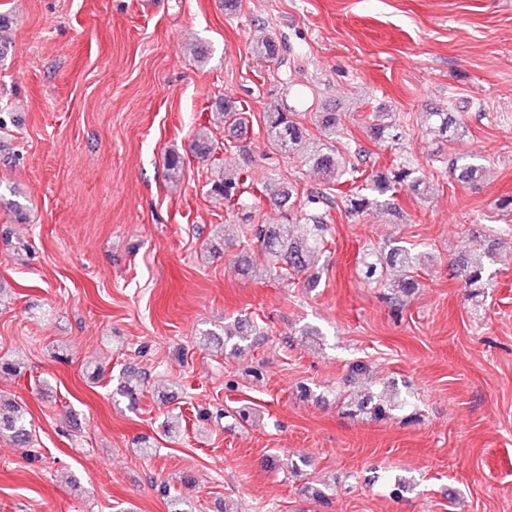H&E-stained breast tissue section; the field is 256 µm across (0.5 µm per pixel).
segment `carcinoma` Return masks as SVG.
Masks as SVG:
<instances>
[{
    "label": "carcinoma",
    "instance_id": "obj_1",
    "mask_svg": "<svg viewBox=\"0 0 512 512\" xmlns=\"http://www.w3.org/2000/svg\"><path fill=\"white\" fill-rule=\"evenodd\" d=\"M252 53L259 59H273L278 55L277 38L266 31H259L252 40ZM213 124L226 127H240L247 120V112L222 97L216 99L210 108ZM320 139L310 136L298 121V113L279 105L265 113L266 142L274 155L296 157L311 166L321 175L318 187L306 193L303 204L296 205V187L290 182H280L273 192L275 203L283 209L279 224H262L256 221L259 204L258 188L237 170H224V177L214 181L210 193L224 201V206L242 216L248 241L257 248L263 263L242 260L239 272L246 278L273 276L280 280L305 278L307 285L315 284L312 268L315 258L326 250L325 236L328 224L327 212L335 204L334 192L341 185H348L344 196L345 212L359 216L368 212L389 214L395 218L400 212L394 202V193L402 188L409 190L418 199L425 200L431 190V181L424 169L415 161L402 158L391 168L378 172L358 185L359 165L363 164L361 152L341 151L336 147V133L339 120L332 111L316 113ZM421 125L437 133L446 142H458L466 136V129L457 115L445 110L423 112ZM373 139L382 142H398L402 139L399 123L390 112H376L369 125ZM191 152L199 159L211 161L214 157V142L211 130L204 126L198 131L190 145ZM448 169L452 177L461 184L478 188L485 170L477 158L457 155L449 160ZM492 253L487 248H474L459 261L457 276L460 277L469 299L482 297L489 288L490 278L486 275ZM418 258L414 248L399 239H391L377 250L366 249L358 256V269L363 278L380 289V299L386 302L394 315L402 314L406 301L418 288L421 281L418 274ZM251 332L250 322L238 320L233 326L224 328V338L217 333L204 331L198 337L202 350L220 348L228 355L242 352L241 342ZM136 379L122 377L116 393L131 401L137 399L148 381L145 371L135 372ZM409 405L405 398L394 400L387 391L349 394L345 397L347 415L352 418H366L381 421L397 408ZM0 435L11 437L17 444H30V434L24 414L17 406L0 400ZM413 490L412 480L396 477L389 485L390 497L399 500ZM303 495L328 503L323 484L308 481L301 488Z\"/></svg>",
    "mask_w": 512,
    "mask_h": 512
}]
</instances>
